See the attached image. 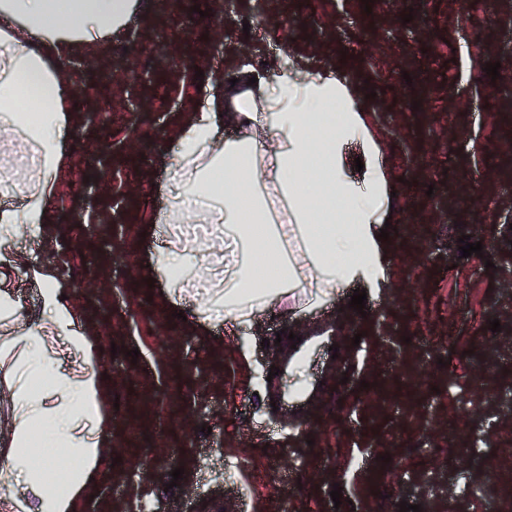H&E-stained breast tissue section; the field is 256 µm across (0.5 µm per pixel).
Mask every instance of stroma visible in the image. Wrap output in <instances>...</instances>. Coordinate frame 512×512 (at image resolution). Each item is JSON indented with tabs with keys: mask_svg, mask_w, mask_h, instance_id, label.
I'll return each mask as SVG.
<instances>
[{
	"mask_svg": "<svg viewBox=\"0 0 512 512\" xmlns=\"http://www.w3.org/2000/svg\"><path fill=\"white\" fill-rule=\"evenodd\" d=\"M412 21H405V14ZM185 33L181 46L165 36ZM359 82L399 219L384 281L316 288L267 306L244 325L196 332L192 286L173 303L139 269L153 192L178 147L180 117L200 78L236 67L275 80L287 54ZM512 59V5L474 0H180L135 13L95 60L64 61L103 113L75 126L55 173L56 198L16 243L66 284L99 340L97 373L111 401L112 441L76 512H512L482 455L512 478V79L486 64ZM108 211L111 224L98 223ZM171 239L206 245L198 273L222 292L231 250L215 224H174ZM469 237L482 252L463 257ZM364 312L350 308L356 289ZM499 321L500 331L490 329ZM325 336L283 382L299 406L272 407L267 380L313 325ZM285 339H277V332ZM138 358H130V350ZM183 469L172 480L174 469ZM499 476V477H500ZM341 487L342 502L330 493Z\"/></svg>",
	"mask_w": 512,
	"mask_h": 512,
	"instance_id": "35a3bbf8",
	"label": "stroma"
}]
</instances>
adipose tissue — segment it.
<instances>
[{"instance_id":"ef3b65f1","label":"adipose tissue","mask_w":512,"mask_h":512,"mask_svg":"<svg viewBox=\"0 0 512 512\" xmlns=\"http://www.w3.org/2000/svg\"><path fill=\"white\" fill-rule=\"evenodd\" d=\"M140 0H0V129L18 132L30 151L27 164L0 158V363L9 362L13 389L12 436L0 448V488L24 481L35 512H75L77 499L98 472L112 438L103 409L107 392L95 368L97 341L83 314L64 302L61 282L30 266L15 243L40 223L55 199L52 176L73 135L64 105L76 88L61 59L99 56L116 23ZM236 127L225 139V127ZM360 147L359 159L346 146ZM362 170H355L356 162ZM158 187L166 201L154 221L219 224L237 248V262L222 295L194 311L207 329L226 319L249 321L256 310L285 302L314 277L322 297L383 274L386 251L382 205L392 181L384 146L373 133L356 84L332 69L299 67L276 81L241 68L237 83L212 76L179 123L178 149ZM213 208H197L200 196ZM189 256L175 242L146 255V272L167 290L185 276ZM25 276L42 300L39 324L28 325L21 305L5 291ZM65 337L80 354V377L63 371L48 349L50 334ZM55 406H48V396ZM90 430H81L82 422Z\"/></svg>"}]
</instances>
